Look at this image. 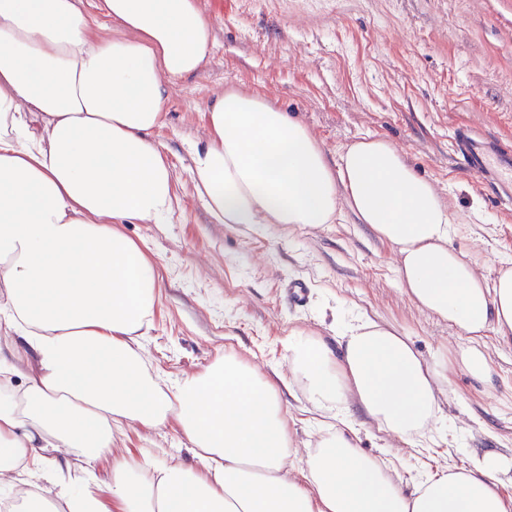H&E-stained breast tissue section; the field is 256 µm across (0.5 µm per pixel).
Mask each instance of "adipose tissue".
Returning <instances> with one entry per match:
<instances>
[{
  "label": "adipose tissue",
  "mask_w": 512,
  "mask_h": 512,
  "mask_svg": "<svg viewBox=\"0 0 512 512\" xmlns=\"http://www.w3.org/2000/svg\"><path fill=\"white\" fill-rule=\"evenodd\" d=\"M0 0V306L33 359L0 390V476L40 449L111 457L114 425L176 423L200 468L113 459L98 493L33 491L19 512H512V458L489 454L404 486L346 433L358 407L409 444L430 436L443 389L405 333L359 317L328 346L290 342L289 364L325 417L305 467L282 390L233 356L172 385L147 367L154 261L116 224L160 223L172 167L151 137L174 79L195 74L213 44L198 0ZM190 180L219 224H331L351 211L390 245L399 286L466 336L461 366L486 378L481 342L512 343V259L494 279L450 245L456 222L434 183L383 138L329 164L312 131L262 95L230 88L205 114Z\"/></svg>",
  "instance_id": "adipose-tissue-1"
}]
</instances>
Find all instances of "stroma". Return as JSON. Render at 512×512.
I'll list each match as a JSON object with an SVG mask.
<instances>
[{
    "instance_id": "1",
    "label": "stroma",
    "mask_w": 512,
    "mask_h": 512,
    "mask_svg": "<svg viewBox=\"0 0 512 512\" xmlns=\"http://www.w3.org/2000/svg\"><path fill=\"white\" fill-rule=\"evenodd\" d=\"M214 27L206 66L177 79L154 142L175 176L171 214L160 224L120 230L155 261L160 279L153 328L142 343L152 372L173 382L232 355L270 380L289 378L288 339L314 334L335 342L338 315H364L402 328L427 362L448 363L443 424L412 450L360 412L351 423L360 451L391 460L404 483L446 465L468 466L488 453L512 458V343L484 339L491 379L459 364L468 340L416 308L398 286L394 254L351 212L334 224L302 227L215 223L189 179L191 144L203 143V114L219 91H256L307 125L328 162L366 136L402 151L415 172L450 199L465 223L451 239L487 278L512 256V205L469 171L454 151L458 128L489 134L512 151V0H200ZM308 285L304 305L287 299L290 282ZM298 448L314 447L318 425L300 382L283 396ZM198 467L175 426L124 424L112 455L132 462ZM77 452L46 451L45 472L78 484Z\"/></svg>"
}]
</instances>
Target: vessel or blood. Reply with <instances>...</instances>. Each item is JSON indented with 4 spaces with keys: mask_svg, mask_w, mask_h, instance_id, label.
Wrapping results in <instances>:
<instances>
[{
    "mask_svg": "<svg viewBox=\"0 0 512 512\" xmlns=\"http://www.w3.org/2000/svg\"><path fill=\"white\" fill-rule=\"evenodd\" d=\"M458 152L469 167L493 180L500 188L502 199H512V155L498 153L493 142L473 134L466 129L455 135Z\"/></svg>",
    "mask_w": 512,
    "mask_h": 512,
    "instance_id": "vessel-or-blood-1",
    "label": "vessel or blood"
}]
</instances>
